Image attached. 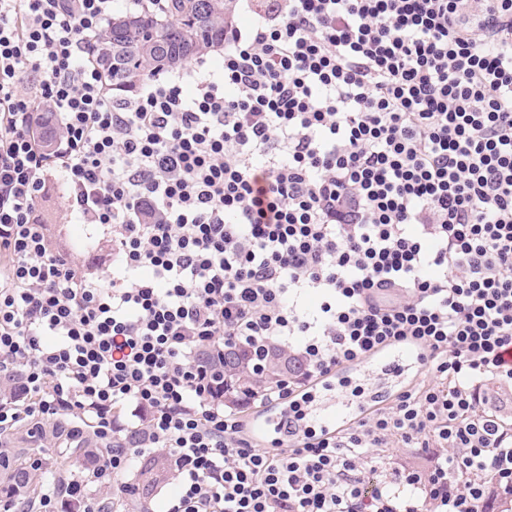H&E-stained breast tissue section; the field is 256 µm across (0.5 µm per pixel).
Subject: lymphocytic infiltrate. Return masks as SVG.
Listing matches in <instances>:
<instances>
[{
    "label": "lymphocytic infiltrate",
    "mask_w": 512,
    "mask_h": 512,
    "mask_svg": "<svg viewBox=\"0 0 512 512\" xmlns=\"http://www.w3.org/2000/svg\"><path fill=\"white\" fill-rule=\"evenodd\" d=\"M120 3L0 0V434L93 441L115 512L157 450L167 512H512V0H261L220 67L115 96L89 52ZM52 185L110 226L107 276L58 250ZM290 336L307 370L263 434L224 352ZM392 349L405 381L315 421ZM86 486L30 512H100Z\"/></svg>",
    "instance_id": "f902f5d3"
}]
</instances>
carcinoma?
I'll use <instances>...</instances> for the list:
<instances>
[{"instance_id":"cac0c4a2","label":"carcinoma","mask_w":512,"mask_h":512,"mask_svg":"<svg viewBox=\"0 0 512 512\" xmlns=\"http://www.w3.org/2000/svg\"><path fill=\"white\" fill-rule=\"evenodd\" d=\"M234 12V0H168L162 14L149 10L116 14L96 41L91 60L100 68L106 90L129 92L145 75L176 67L223 44ZM301 369L302 364L285 350L269 354L259 366L250 350L229 352L224 356V402L257 403L266 392L282 384L284 377ZM37 452L36 448L14 449L10 457L13 468L0 476V509L18 500L17 488L22 483L29 482L28 494L33 496L37 486L49 481L51 473L79 469L89 449H57L49 471L31 480L28 468ZM158 484L155 458H142L133 484L143 498L140 512H152L149 492Z\"/></svg>"}]
</instances>
